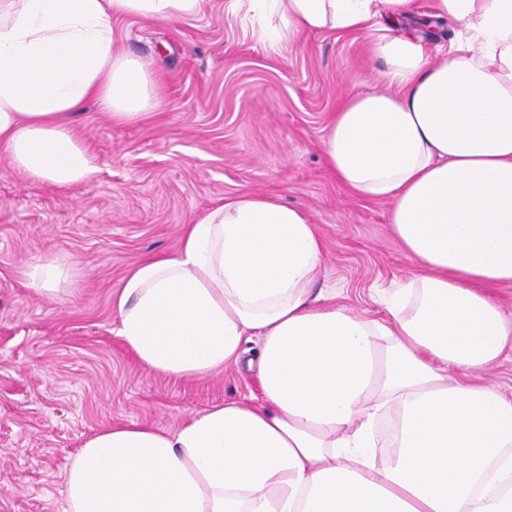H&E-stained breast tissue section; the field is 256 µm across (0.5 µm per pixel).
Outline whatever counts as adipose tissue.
I'll return each mask as SVG.
<instances>
[{
    "mask_svg": "<svg viewBox=\"0 0 512 512\" xmlns=\"http://www.w3.org/2000/svg\"><path fill=\"white\" fill-rule=\"evenodd\" d=\"M206 2L0 0V154L37 183L89 180L74 114L91 101L130 125L158 103V76L113 52V17ZM228 7L273 44L370 32L387 88L348 98L322 147L352 194L389 203L415 271L387 319H366L314 288L323 241L302 210L254 192L210 208L123 278L114 333L174 377L240 366L258 343L260 400L95 433L65 512H512V394L475 381L512 358V314L490 295L512 286V0H435L458 26L436 64L392 30L417 0Z\"/></svg>",
    "mask_w": 512,
    "mask_h": 512,
    "instance_id": "1",
    "label": "adipose tissue"
}]
</instances>
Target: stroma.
Segmentation results:
<instances>
[{
  "label": "stroma",
  "mask_w": 512,
  "mask_h": 512,
  "mask_svg": "<svg viewBox=\"0 0 512 512\" xmlns=\"http://www.w3.org/2000/svg\"><path fill=\"white\" fill-rule=\"evenodd\" d=\"M226 0L175 21L112 20L113 48L160 76V106L117 125L87 106L75 125L98 159L85 183H34L0 155V512H63L65 476L89 436L116 424L176 428L187 416L248 400L247 367L196 379L145 367L113 334V300L138 261L176 249L183 225L243 191L303 210L324 241L319 283L353 313L386 318L377 291L412 270L389 205L356 197L322 150L330 113L384 89L364 34L323 32L264 43ZM410 28L448 47L454 24L418 0ZM57 261V292L29 288V265Z\"/></svg>",
  "instance_id": "obj_1"
}]
</instances>
